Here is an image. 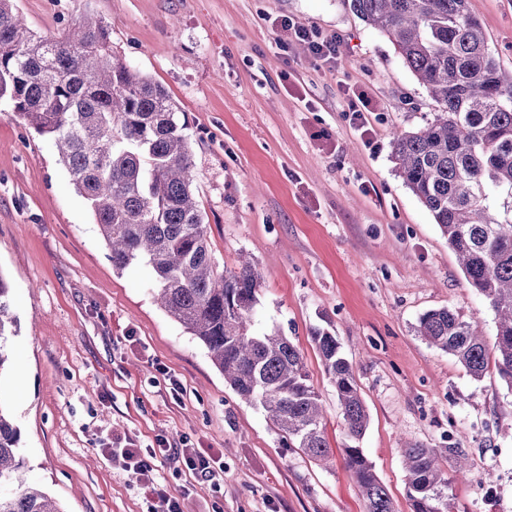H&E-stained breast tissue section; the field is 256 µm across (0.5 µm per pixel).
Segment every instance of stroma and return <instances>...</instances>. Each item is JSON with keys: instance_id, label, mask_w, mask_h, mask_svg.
Masks as SVG:
<instances>
[{"instance_id": "1", "label": "stroma", "mask_w": 512, "mask_h": 512, "mask_svg": "<svg viewBox=\"0 0 512 512\" xmlns=\"http://www.w3.org/2000/svg\"><path fill=\"white\" fill-rule=\"evenodd\" d=\"M489 50L512 71V0H469ZM29 27L56 36L88 15L112 47L162 84L192 140L193 185L219 270L248 255L261 273L257 318L301 351L321 395L329 462L283 447L273 422L224 381L206 350L156 304L152 273L113 270L87 201L52 141L0 100V272L16 334L0 406L21 432L31 480L63 512H153L134 474L103 450L162 435L224 455L219 485L162 463L184 512H366L342 456L336 390L310 340L328 328L352 363L369 414L360 446L394 512H411L402 450L455 444L448 512H512V390L495 369L473 379L415 332L450 308L495 334L494 312L391 158L394 132L436 109L390 40L346 0H16ZM338 34L336 66L313 60L276 23ZM375 104L362 135L343 89ZM184 387L173 398L167 371Z\"/></svg>"}]
</instances>
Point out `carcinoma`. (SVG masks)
Instances as JSON below:
<instances>
[{"label": "carcinoma", "mask_w": 512, "mask_h": 512, "mask_svg": "<svg viewBox=\"0 0 512 512\" xmlns=\"http://www.w3.org/2000/svg\"><path fill=\"white\" fill-rule=\"evenodd\" d=\"M385 34L436 103L417 131L397 132L392 159L459 258L468 285L497 316L493 345L478 323L448 308L423 314L417 335L453 356L475 378L489 366L512 388V217L492 200H512V73L492 57L469 0H347ZM54 143L110 249L112 268L152 270L154 297L208 352L224 381L262 409L284 446L325 460L320 394L303 356L280 330L255 328L260 276L249 261L218 272L193 187V159L180 108L157 81L112 52V28L85 18L59 37L36 34L14 0H0V100ZM12 286L0 273V371L16 332ZM311 340L336 388L349 443L344 461L366 512H393L385 486L356 445L368 412L353 366L330 330ZM21 433L0 408V512H63L22 473ZM466 448L403 449L411 512H448L451 463L460 476Z\"/></svg>", "instance_id": "carcinoma-1"}]
</instances>
